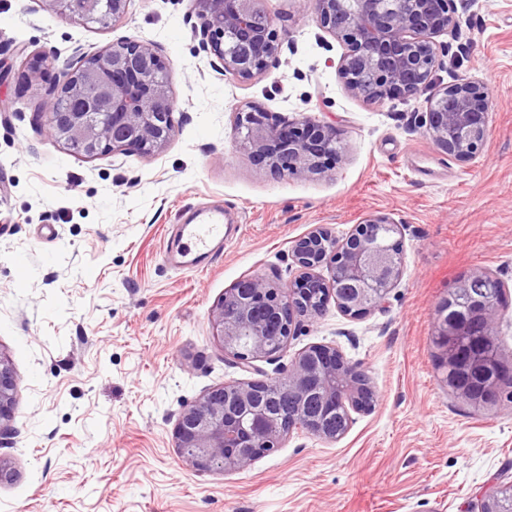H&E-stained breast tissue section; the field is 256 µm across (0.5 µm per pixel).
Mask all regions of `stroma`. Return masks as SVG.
<instances>
[{"instance_id": "1", "label": "stroma", "mask_w": 512, "mask_h": 512, "mask_svg": "<svg viewBox=\"0 0 512 512\" xmlns=\"http://www.w3.org/2000/svg\"><path fill=\"white\" fill-rule=\"evenodd\" d=\"M280 52L248 82L204 47L188 0H129L113 25L67 20L41 0H0V356L17 378L0 424V512H470L512 481V397L476 408L448 387L433 341L440 301L483 272L502 286L495 334L512 365V0H454L460 34L430 85L382 103L338 76L343 43L309 0H266ZM139 40L170 62L176 135L160 152L88 159L49 137L38 109L59 72ZM25 52L50 64L27 81ZM487 84L492 118L468 161L418 126L428 98L461 78ZM256 103L316 116L346 145L334 170L276 177L237 145ZM224 210L212 263L181 262L194 207ZM371 215L398 224L402 275L359 318L328 304L282 351L242 366L212 334L226 289L301 273L295 241L316 225L344 238ZM338 347L368 375L375 407L337 439L296 430L241 469L197 470L174 431L208 391L286 375L298 353Z\"/></svg>"}]
</instances>
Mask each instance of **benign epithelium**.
I'll list each match as a JSON object with an SVG mask.
<instances>
[{
	"mask_svg": "<svg viewBox=\"0 0 512 512\" xmlns=\"http://www.w3.org/2000/svg\"><path fill=\"white\" fill-rule=\"evenodd\" d=\"M201 21L206 48L224 72L249 81L278 55L280 32L265 0H191ZM44 8L69 20H85L99 11L100 0H42ZM318 25L348 47L338 76L354 96L383 102L426 88L442 66L448 45L437 37L453 20V0H313ZM48 65L38 52L21 61L34 77ZM169 64L155 46L128 40L85 57L65 68L48 93L39 115L50 136L86 158L103 151L135 149L152 154L176 133L175 104L169 84L159 77ZM75 101L74 112H61L59 102ZM489 92L479 81L461 78L428 100L421 127L444 153L466 161L485 144L490 123ZM247 130L238 145L255 164L275 176L308 177L334 169L343 152L336 126L315 116L275 119L258 105L238 113ZM396 234L398 225L385 216H369L343 238L323 226L297 239L292 258L301 269L293 281L273 286L253 275L238 280L212 309L213 335L224 354L235 356L237 337L253 339L252 358L269 355L266 336L275 317L288 313V325L315 318L328 303L351 317L382 307L402 275L400 253L375 242L377 230ZM326 266L331 279L318 269ZM320 303L313 304L312 297ZM321 360L300 352L288 369V383L303 399L312 389L324 390L331 405L368 413L374 390L367 375L332 345L319 346ZM266 382L232 383L212 389L185 409L174 437L183 456L200 469L243 467L260 448L286 437L293 425L256 415L240 434L224 425V409L251 408ZM17 381L10 362L0 356V423L13 417ZM487 512L512 510V482L486 491Z\"/></svg>",
	"mask_w": 512,
	"mask_h": 512,
	"instance_id": "1",
	"label": "benign epithelium"
}]
</instances>
